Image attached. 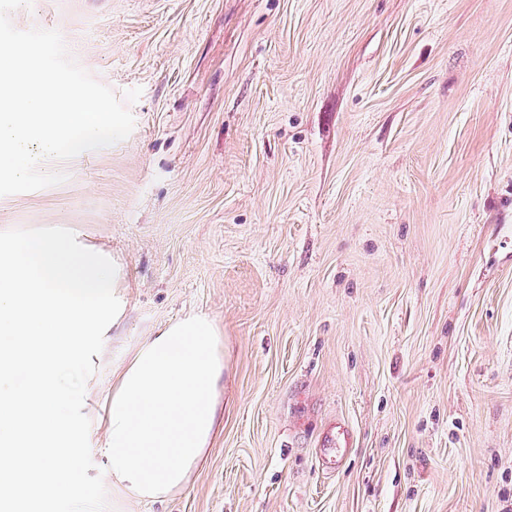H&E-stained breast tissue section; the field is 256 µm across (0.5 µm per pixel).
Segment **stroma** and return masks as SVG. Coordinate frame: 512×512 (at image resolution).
I'll return each mask as SVG.
<instances>
[{
  "label": "stroma",
  "instance_id": "1",
  "mask_svg": "<svg viewBox=\"0 0 512 512\" xmlns=\"http://www.w3.org/2000/svg\"><path fill=\"white\" fill-rule=\"evenodd\" d=\"M135 119L0 197L129 284L146 337L224 329V428L186 487L116 496L95 449L28 512H512V0H31ZM352 443L319 462L329 422Z\"/></svg>",
  "mask_w": 512,
  "mask_h": 512
}]
</instances>
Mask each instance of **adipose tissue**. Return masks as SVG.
Instances as JSON below:
<instances>
[{"mask_svg":"<svg viewBox=\"0 0 512 512\" xmlns=\"http://www.w3.org/2000/svg\"><path fill=\"white\" fill-rule=\"evenodd\" d=\"M123 265L78 232L0 226V503L64 489L91 439L113 491H181L222 428L224 330L191 313L147 336L114 369L102 414L92 355L125 313Z\"/></svg>","mask_w":512,"mask_h":512,"instance_id":"obj_1","label":"adipose tissue"}]
</instances>
